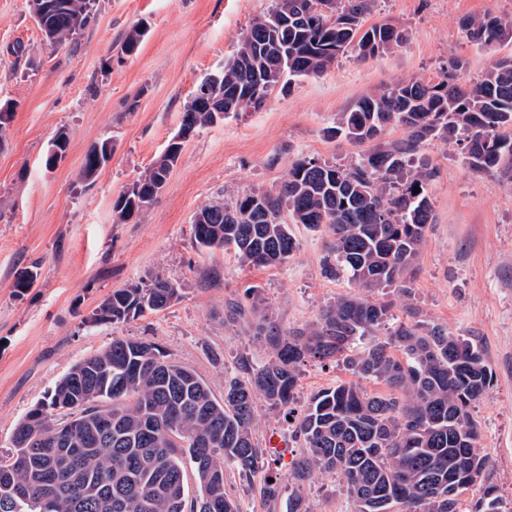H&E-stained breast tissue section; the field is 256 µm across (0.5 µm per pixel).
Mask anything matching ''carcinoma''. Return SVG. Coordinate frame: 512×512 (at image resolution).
Wrapping results in <instances>:
<instances>
[{
    "mask_svg": "<svg viewBox=\"0 0 512 512\" xmlns=\"http://www.w3.org/2000/svg\"><path fill=\"white\" fill-rule=\"evenodd\" d=\"M43 2L38 24L54 46L73 42L95 18L91 0ZM322 2L274 0L224 63L216 94L224 112L192 100L181 125L197 130L258 111L285 78L316 77L349 51L372 58L404 41L389 23L363 28L371 0H335L334 15L319 11ZM462 30L481 47L512 43V17L492 11L463 19ZM144 35L133 27L124 53L134 54ZM464 71L456 59L436 83L401 80L362 96L341 113L334 136L362 145L401 127L406 137L347 165L299 159L275 189L202 205L192 224L197 247L232 250L249 266H279L296 247L289 225L323 228L329 273L358 288L410 294L411 272L435 222V171L419 157L425 143L453 141L465 168L512 183V57L492 61L475 82L464 81ZM68 142L66 131L56 133L46 165L65 155ZM177 159L158 156L118 196V222L155 202ZM104 165L89 149L82 179L92 180ZM179 296L177 283L155 272L112 290L91 322L124 324L167 309ZM245 297L248 304L231 306L230 314L252 317L266 357L224 378L220 398L151 340L114 337L73 364L14 428L12 440L25 444L28 461L0 469V512H240L226 470L247 476L258 467L256 399L291 415L301 365L339 356L353 374L388 392L338 382L316 394L295 419L306 448L296 480L316 470L340 474L355 512H392L396 505L403 512H504L494 486L477 487L488 460L476 451L470 408L493 374L476 342L423 320H398L392 303L350 294L283 335L256 290ZM475 487L479 497L463 506L461 496Z\"/></svg>",
    "mask_w": 512,
    "mask_h": 512,
    "instance_id": "obj_1",
    "label": "carcinoma"
}]
</instances>
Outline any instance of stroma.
<instances>
[{"label":"stroma","instance_id":"35a3bbf8","mask_svg":"<svg viewBox=\"0 0 512 512\" xmlns=\"http://www.w3.org/2000/svg\"><path fill=\"white\" fill-rule=\"evenodd\" d=\"M272 0H96L95 19L71 45H50L29 0H0V105L9 104L0 139V451L17 421L71 365L113 337L150 339L194 368L215 395L240 359L260 361L254 329L230 320L245 288L259 289L281 331L312 322L348 281L324 268L328 236L295 224L296 248L278 267L241 264L234 252L199 250L192 232L197 209L254 188L273 189L298 159L345 164L359 151L329 138L362 95L402 79L438 82L455 58L465 80L480 79L512 43L484 48L467 40L464 18L493 11L512 15V0H374L367 24L390 23L403 44L369 59L347 53L316 78L275 88L256 112L198 129L156 201L121 223L113 203L177 133L195 85L221 71L251 21ZM147 33L136 54H122L137 23ZM22 43V56L6 48ZM66 130L69 144L53 167L50 141ZM111 142L112 158L94 182L81 178L87 151ZM435 177L429 186L435 222L420 248L409 297L391 294L392 312L473 338L492 371L491 387L472 411L477 449L488 459L483 483L512 508V183L467 170L460 150L434 140L422 149ZM36 268L33 288L16 292L21 271ZM214 269L219 281L200 280ZM163 272L180 297L168 309L127 323L86 326L84 318L113 289ZM352 375L336 361L301 368L292 408ZM255 434L263 450L251 476L228 469L242 512H285L262 497L267 481L283 495L299 493L308 512H354L342 477L316 471L293 478L303 449L294 424L257 406Z\"/></svg>","mask_w":512,"mask_h":512}]
</instances>
